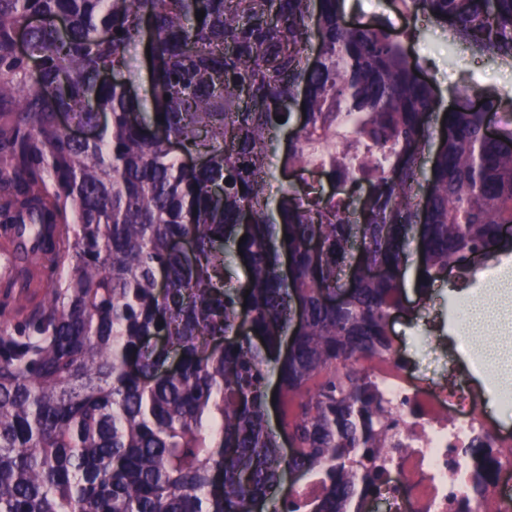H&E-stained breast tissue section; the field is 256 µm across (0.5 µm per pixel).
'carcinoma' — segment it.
<instances>
[{
	"label": "carcinoma",
	"instance_id": "cac0c4a2",
	"mask_svg": "<svg viewBox=\"0 0 512 512\" xmlns=\"http://www.w3.org/2000/svg\"><path fill=\"white\" fill-rule=\"evenodd\" d=\"M346 2L0 0V233L31 243L18 279L46 269L0 320V512H347L352 457L375 485L394 422L356 364L392 350L410 241L421 302L512 249V98L441 106L420 30L349 29ZM394 4L512 60V0Z\"/></svg>",
	"mask_w": 512,
	"mask_h": 512
}]
</instances>
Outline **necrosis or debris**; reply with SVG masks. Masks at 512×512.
Masks as SVG:
<instances>
[{"instance_id": "necrosis-or-debris-1", "label": "necrosis or debris", "mask_w": 512, "mask_h": 512, "mask_svg": "<svg viewBox=\"0 0 512 512\" xmlns=\"http://www.w3.org/2000/svg\"><path fill=\"white\" fill-rule=\"evenodd\" d=\"M395 337L392 358L375 380L397 423L387 443L388 461L376 485L359 496L351 512H512V432L484 413L487 369L468 340L440 341L446 369L439 377L421 373ZM500 451L492 493L475 491L473 468L463 454L475 439Z\"/></svg>"}]
</instances>
